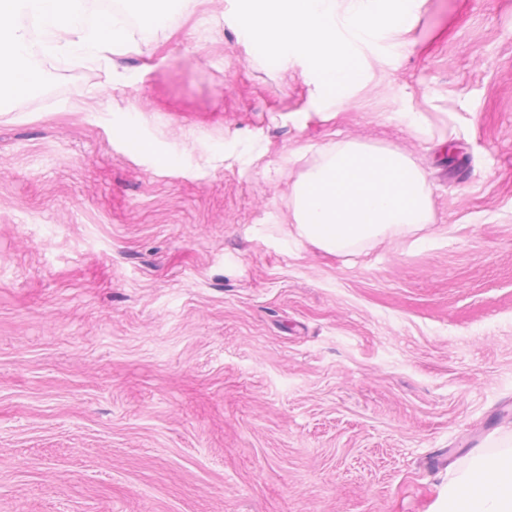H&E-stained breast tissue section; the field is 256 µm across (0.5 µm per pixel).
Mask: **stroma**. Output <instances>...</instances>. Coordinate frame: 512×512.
Here are the masks:
<instances>
[{
	"label": "stroma",
	"mask_w": 512,
	"mask_h": 512,
	"mask_svg": "<svg viewBox=\"0 0 512 512\" xmlns=\"http://www.w3.org/2000/svg\"><path fill=\"white\" fill-rule=\"evenodd\" d=\"M160 8L0 107V512H442L512 455V0H427L331 122L235 0ZM336 134L411 154L425 241L288 238ZM142 23L147 27H160L164 29L168 34V38H178L185 27L186 20L174 12L160 10L143 15Z\"/></svg>",
	"instance_id": "obj_1"
}]
</instances>
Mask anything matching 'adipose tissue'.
I'll return each mask as SVG.
<instances>
[{
	"label": "adipose tissue",
	"mask_w": 512,
	"mask_h": 512,
	"mask_svg": "<svg viewBox=\"0 0 512 512\" xmlns=\"http://www.w3.org/2000/svg\"><path fill=\"white\" fill-rule=\"evenodd\" d=\"M107 8L87 14L85 0H0V106L41 81L29 62L47 54L110 59L138 52ZM445 512H512V456H479L470 475L449 484Z\"/></svg>",
	"instance_id": "ef3b65f1"
}]
</instances>
